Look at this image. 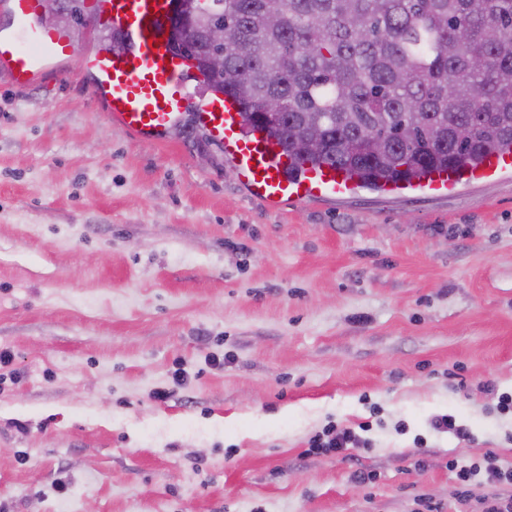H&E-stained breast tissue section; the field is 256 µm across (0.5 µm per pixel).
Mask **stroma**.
I'll use <instances>...</instances> for the list:
<instances>
[{
  "label": "stroma",
  "instance_id": "obj_1",
  "mask_svg": "<svg viewBox=\"0 0 512 512\" xmlns=\"http://www.w3.org/2000/svg\"><path fill=\"white\" fill-rule=\"evenodd\" d=\"M111 40L0 74V512H483L447 462L512 466V172L272 208L203 128L109 122ZM361 442V438L353 430L349 428H339L337 425L332 424L324 428L321 434L315 436L310 443V450L331 453L339 452L349 445L354 447Z\"/></svg>",
  "mask_w": 512,
  "mask_h": 512
}]
</instances>
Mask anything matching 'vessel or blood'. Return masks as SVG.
Segmentation results:
<instances>
[{
    "instance_id": "obj_1",
    "label": "vessel or blood",
    "mask_w": 512,
    "mask_h": 512,
    "mask_svg": "<svg viewBox=\"0 0 512 512\" xmlns=\"http://www.w3.org/2000/svg\"><path fill=\"white\" fill-rule=\"evenodd\" d=\"M14 29L0 35V71L18 86L35 82L49 60L76 54L63 32L38 27L39 0H7ZM99 19L117 39L113 50L86 58L96 74L94 95L105 100L114 124L142 136L157 135L176 126L195 93V62L175 54L169 43L172 0H102ZM197 120L238 172L254 197L274 205L285 199L317 201L355 191L354 180L336 167L306 166L294 176L278 141L267 134L245 133L240 106L224 96L202 99ZM512 170V151H495L464 172L439 170L421 187L444 195L458 185L491 178Z\"/></svg>"
}]
</instances>
